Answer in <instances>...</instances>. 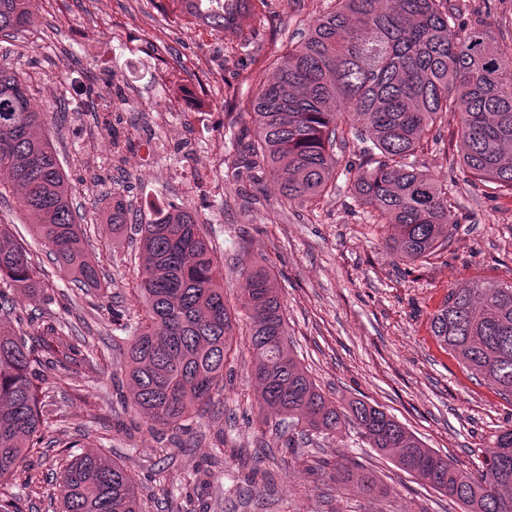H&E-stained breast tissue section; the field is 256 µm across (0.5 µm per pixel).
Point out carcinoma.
Listing matches in <instances>:
<instances>
[{
  "label": "carcinoma",
  "mask_w": 512,
  "mask_h": 512,
  "mask_svg": "<svg viewBox=\"0 0 512 512\" xmlns=\"http://www.w3.org/2000/svg\"><path fill=\"white\" fill-rule=\"evenodd\" d=\"M33 0H0V35L26 23ZM225 0H199L211 28L225 26ZM448 0H335L288 51L252 104L253 154L276 179L285 200L324 195L344 146L340 127L352 116L382 160L356 172L354 188L381 224L399 229L393 250L414 262L448 247V196L410 158L422 135L448 114L457 117L461 162L469 175L512 194V75L501 57L512 44L494 41L482 25L456 31ZM46 112L28 85L0 67V200L21 209L64 270L83 285L100 283L88 257L65 176L42 133ZM143 264L139 293L145 317L129 336L125 378L129 405L154 426L175 427L224 389V365L235 343L224 279L194 217L176 205L134 225ZM32 253L0 228V280L37 288ZM247 345L261 387L260 411L304 434H332L354 425L370 447L461 512H512V428L496 436L475 475L460 470L384 409L362 399L332 402L291 354L279 288L270 271L244 272ZM437 342L471 377L512 398V283L479 279L450 288L432 314ZM0 330V480L23 467L41 445L46 418L43 370L71 369L89 358L62 326L43 322L36 345ZM59 512H138L137 482L122 465L81 451L56 479Z\"/></svg>",
  "instance_id": "obj_1"
}]
</instances>
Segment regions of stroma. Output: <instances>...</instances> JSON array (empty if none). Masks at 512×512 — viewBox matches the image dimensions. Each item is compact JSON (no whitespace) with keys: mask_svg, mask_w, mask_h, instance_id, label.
I'll use <instances>...</instances> for the list:
<instances>
[{"mask_svg":"<svg viewBox=\"0 0 512 512\" xmlns=\"http://www.w3.org/2000/svg\"><path fill=\"white\" fill-rule=\"evenodd\" d=\"M457 28H490L512 39V0H451ZM332 6L331 0H268L262 22L239 34L199 30L179 0H34L17 37H0V66L20 73L36 99L51 97L43 132L58 153L69 195L81 214L99 286L75 287L15 198L0 202V224L19 234L43 271L40 288L0 283L8 306L0 325L32 332L54 320L93 359L76 373L48 375L44 441L20 476L0 482L12 512H57L51 485L71 449H98L138 483L141 512H460L456 504L369 448L353 428L306 438L258 414L253 358L238 343L224 367V390L208 411L177 428H151L119 395L129 329L144 315L137 284L141 256L132 231L113 230V199L139 219L157 206L188 210L210 236L228 292L244 265L266 266L281 289L288 348L337 404L360 398L382 406L457 467L477 471L499 430L512 427V403L486 381L469 378L433 337L432 313L449 288L480 277L512 283V194L463 171L455 122L426 131L416 157L446 187L453 227L448 247L414 262L397 259L392 224L360 205L352 173L374 166L358 123L327 193L284 200L263 165L244 161L253 143L251 104L275 68ZM138 104L166 108L159 136L168 160L147 171L138 157L139 112L112 97V79ZM103 102L124 141L117 176L100 179L79 155L75 107ZM346 466L369 472V493L338 480Z\"/></svg>","mask_w":512,"mask_h":512,"instance_id":"35a3bbf8","label":"stroma"}]
</instances>
